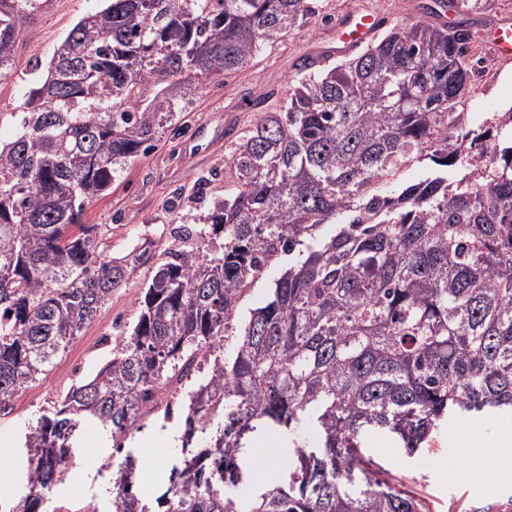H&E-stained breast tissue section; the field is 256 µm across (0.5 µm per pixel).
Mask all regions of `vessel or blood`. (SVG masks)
Returning <instances> with one entry per match:
<instances>
[{"mask_svg":"<svg viewBox=\"0 0 512 512\" xmlns=\"http://www.w3.org/2000/svg\"><path fill=\"white\" fill-rule=\"evenodd\" d=\"M386 25L385 18L374 11L358 9L336 21V39L329 47L311 56V64L350 55L374 42ZM494 59L501 62L512 60V22L505 20L496 28L489 44Z\"/></svg>","mask_w":512,"mask_h":512,"instance_id":"1","label":"vessel or blood"}]
</instances>
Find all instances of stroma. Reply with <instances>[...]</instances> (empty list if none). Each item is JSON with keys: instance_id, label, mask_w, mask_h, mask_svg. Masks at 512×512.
I'll return each mask as SVG.
<instances>
[{"instance_id": "1", "label": "stroma", "mask_w": 512, "mask_h": 512, "mask_svg": "<svg viewBox=\"0 0 512 512\" xmlns=\"http://www.w3.org/2000/svg\"><path fill=\"white\" fill-rule=\"evenodd\" d=\"M428 2L318 0L323 15L366 7L386 16L392 27L425 21ZM103 6V0H40L34 15L19 20L13 67L0 76V113L21 111L59 42L82 17ZM333 31V24L311 19L304 29L264 48L238 72L204 85L187 110L176 113L160 130L153 147L131 159L107 194L86 206V223L106 226L112 255L125 254L144 237L164 247L171 245L175 228L199 223L213 201L231 191L228 158L233 142L262 113L281 105L286 83L297 76L302 55ZM486 67L495 72L494 82L486 89L471 90L467 99L475 127L502 108L504 87L512 84V63L487 59ZM146 278V273H137L116 290L48 377L13 399V412L0 418V456L7 459L8 473L0 489L9 490L11 482L20 480L23 454L19 441L42 410L73 384L92 376L111 358L115 336L133 327ZM466 428L486 432L490 426L470 417L455 419L428 451L411 458L378 434L369 435L365 445L391 474L427 499L431 512H512V491H504L485 472L468 468L469 449L452 447L457 432ZM172 432L169 426H150L137 435L138 448L146 452L144 468L151 475L150 483L142 487L144 496L154 497L165 490ZM101 441L95 427L84 429L80 466L59 486L58 495L107 498L108 477L99 471L100 459L107 454Z\"/></svg>"}]
</instances>
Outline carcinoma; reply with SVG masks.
<instances>
[{"mask_svg":"<svg viewBox=\"0 0 512 512\" xmlns=\"http://www.w3.org/2000/svg\"><path fill=\"white\" fill-rule=\"evenodd\" d=\"M0 0V71L15 10ZM313 0H108L80 19L0 142V414L112 293L151 276L130 334L25 433L23 496L48 512L93 424L111 444L108 512H155L130 477L129 442L171 382L185 392L181 450L161 512H431L363 447L413 454L475 414L512 419V106L463 123L483 60L470 27L420 21L359 54L300 70L283 103L230 151L234 188L167 260L153 242L107 253L85 206L213 78L303 28ZM172 78L181 93L159 84ZM424 169L401 186L400 173ZM224 238L209 257L200 242ZM288 260L265 305L224 345L253 283ZM287 435V480L254 483L260 433Z\"/></svg>","mask_w":512,"mask_h":512,"instance_id":"cac0c4a2","label":"carcinoma"}]
</instances>
